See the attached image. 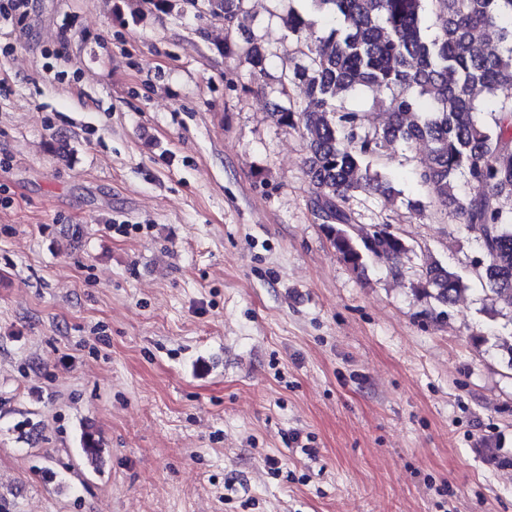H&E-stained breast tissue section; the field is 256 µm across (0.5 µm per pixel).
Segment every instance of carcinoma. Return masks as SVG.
I'll return each instance as SVG.
<instances>
[{"label": "carcinoma", "mask_w": 512, "mask_h": 512, "mask_svg": "<svg viewBox=\"0 0 512 512\" xmlns=\"http://www.w3.org/2000/svg\"><path fill=\"white\" fill-rule=\"evenodd\" d=\"M246 0H207L224 17V54L245 55L253 74L267 75L268 50L251 36L231 38L245 15ZM310 12L337 22L327 33L295 9L281 17L296 37L301 59L282 67L299 87L303 102L278 106L277 124L306 142L310 205L339 259L361 273L375 258L391 262L392 273L410 247L390 225L355 228L345 208L357 193L389 199L391 180L373 167L384 144L424 143L427 157L416 171L434 203L450 209L478 242L471 260L486 300L487 318L512 314V0H307ZM497 30L491 45L474 36ZM359 89L392 92L384 119L349 111L342 99ZM472 281L439 260L429 259L413 285L436 301L424 316L438 320ZM82 463L99 469L103 448L88 432Z\"/></svg>", "instance_id": "1"}]
</instances>
